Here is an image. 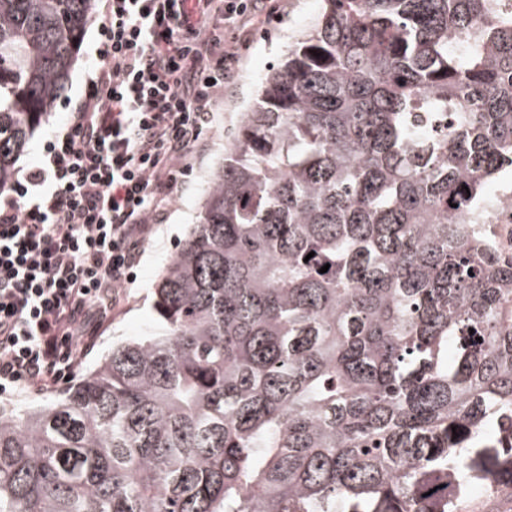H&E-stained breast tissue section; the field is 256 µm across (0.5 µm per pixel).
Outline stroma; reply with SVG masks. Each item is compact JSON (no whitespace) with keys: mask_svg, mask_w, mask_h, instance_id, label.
Returning <instances> with one entry per match:
<instances>
[{"mask_svg":"<svg viewBox=\"0 0 512 512\" xmlns=\"http://www.w3.org/2000/svg\"><path fill=\"white\" fill-rule=\"evenodd\" d=\"M279 13L252 35L247 49L242 50L238 76L214 106L215 120L203 132L182 162L173 190V199L163 221L153 225L147 237L144 254L130 282L119 290V302L112 317L98 333L94 348L78 364V371L95 365L111 350L113 343L152 336L160 329L152 309V287L188 228L198 220L202 196L208 176L221 158L224 128L235 123L238 112L252 103L261 79L269 66L276 64L286 42L294 40L313 23L319 0H279ZM96 46V30L87 26L77 61L63 99L44 120L30 139L16 164L17 175L38 165L42 148L52 129L67 123L72 102L85 91V79L92 65Z\"/></svg>","mask_w":512,"mask_h":512,"instance_id":"obj_1","label":"stroma"}]
</instances>
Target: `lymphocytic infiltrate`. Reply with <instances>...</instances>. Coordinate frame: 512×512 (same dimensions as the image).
<instances>
[{
  "label": "lymphocytic infiltrate",
  "mask_w": 512,
  "mask_h": 512,
  "mask_svg": "<svg viewBox=\"0 0 512 512\" xmlns=\"http://www.w3.org/2000/svg\"><path fill=\"white\" fill-rule=\"evenodd\" d=\"M97 64L40 165L0 192V395L72 374L132 278L178 162L276 0H98Z\"/></svg>",
  "instance_id": "1"
}]
</instances>
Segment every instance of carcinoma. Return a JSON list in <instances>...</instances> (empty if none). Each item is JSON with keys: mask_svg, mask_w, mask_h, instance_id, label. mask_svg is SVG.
I'll return each mask as SVG.
<instances>
[{"mask_svg": "<svg viewBox=\"0 0 512 512\" xmlns=\"http://www.w3.org/2000/svg\"><path fill=\"white\" fill-rule=\"evenodd\" d=\"M92 6L0 0V190ZM511 170L512 0H320L153 289L159 334L0 414V512H456L455 474L512 479V259L480 223Z\"/></svg>", "mask_w": 512, "mask_h": 512, "instance_id": "1", "label": "carcinoma"}]
</instances>
